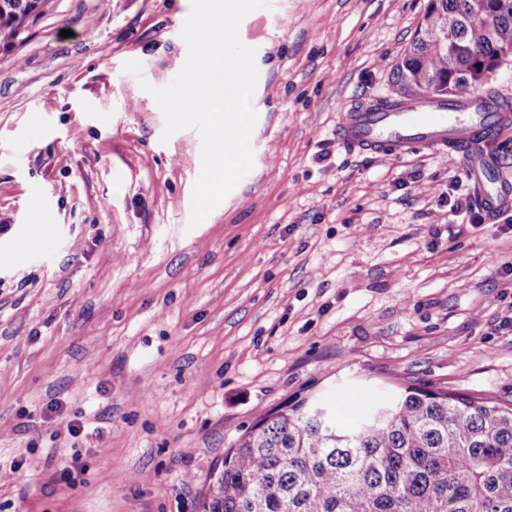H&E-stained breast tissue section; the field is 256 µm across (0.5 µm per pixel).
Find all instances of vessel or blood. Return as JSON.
<instances>
[{
  "instance_id": "obj_1",
  "label": "vessel or blood",
  "mask_w": 512,
  "mask_h": 512,
  "mask_svg": "<svg viewBox=\"0 0 512 512\" xmlns=\"http://www.w3.org/2000/svg\"><path fill=\"white\" fill-rule=\"evenodd\" d=\"M506 118L470 93L456 104L427 96L376 99L343 113L334 135L340 143L383 159L424 148L452 159L462 157L483 167L485 178L500 182L498 169L487 166L485 149Z\"/></svg>"
}]
</instances>
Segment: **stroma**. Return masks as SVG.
<instances>
[{"label": "stroma", "instance_id": "obj_1", "mask_svg": "<svg viewBox=\"0 0 512 512\" xmlns=\"http://www.w3.org/2000/svg\"><path fill=\"white\" fill-rule=\"evenodd\" d=\"M428 6L248 14L254 167L196 226L201 136L163 138L147 91L187 58L191 0H48L0 48V457L22 463L0 512H200L257 416L314 392L512 403V201L471 226L451 183H490L466 161L334 136L342 112L397 96Z\"/></svg>", "mask_w": 512, "mask_h": 512}]
</instances>
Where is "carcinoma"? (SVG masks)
I'll return each instance as SVG.
<instances>
[{
  "label": "carcinoma",
  "instance_id": "1",
  "mask_svg": "<svg viewBox=\"0 0 512 512\" xmlns=\"http://www.w3.org/2000/svg\"><path fill=\"white\" fill-rule=\"evenodd\" d=\"M45 0H0V46ZM512 59V6L430 0L393 76L401 94L482 91L484 63ZM201 512H512V404L408 385L347 425L318 394L273 408L211 473Z\"/></svg>",
  "mask_w": 512,
  "mask_h": 512
}]
</instances>
